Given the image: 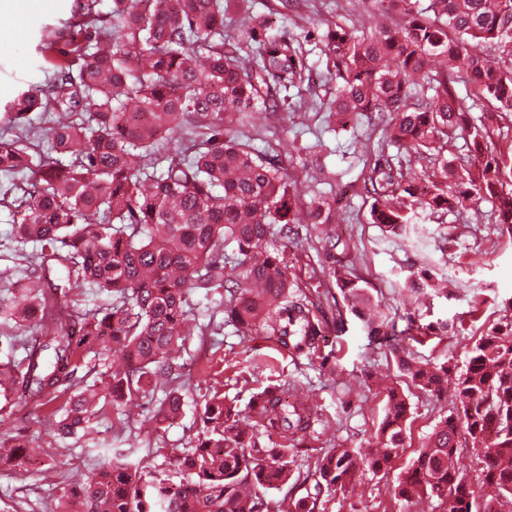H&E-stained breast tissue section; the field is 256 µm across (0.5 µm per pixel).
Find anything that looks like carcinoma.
I'll return each mask as SVG.
<instances>
[{
  "mask_svg": "<svg viewBox=\"0 0 512 512\" xmlns=\"http://www.w3.org/2000/svg\"><path fill=\"white\" fill-rule=\"evenodd\" d=\"M406 18L399 32L378 26L360 37L335 22L324 35L342 83L323 103L347 123L370 115L382 127L378 157L388 147L404 159H426L433 174L406 181L402 170L379 164L370 185L371 223L400 237L419 211L452 210L471 198L491 199L501 232L512 237V142L496 143L494 125L512 114V71L476 51L495 47L512 56V0H375ZM86 0L78 30L51 62L48 90L20 93L5 113L14 129L32 128L34 112L49 126L32 140L0 136V175L33 176L22 196L0 189L16 242L37 268L34 286L0 304V326L25 329L34 311L50 333L21 344L19 360L0 361V416L19 392L64 398L52 412L55 435L79 442L108 401L124 406L164 393L156 417L170 421L184 405L175 380L185 349L190 298L215 303L201 334L224 325L239 334L274 338L291 356L318 352L325 328L316 303L296 291L286 257L257 254L270 239L293 240L310 224L322 271L335 279L344 307L368 335L394 341L403 376L429 395L448 390L455 371L457 405L441 419L400 473L394 499L418 506L435 498L444 512H487V500L458 467L461 451L484 444L480 482L493 487L497 512H512V321L496 324L472 344L464 367L412 358L396 330L346 261L347 246L324 197L305 203L275 157L239 140L249 122L242 107L269 109L300 74L298 47L264 28L242 26L224 37L231 7L250 14L248 0H111L102 15ZM466 82L472 97L455 85ZM488 104L472 128L477 175L447 192L457 176L442 155L449 133L469 128V102ZM183 133L176 148L169 137ZM433 273L422 269L404 290L425 294ZM93 288L101 303L81 310L69 294ZM221 321H215L217 315ZM117 356L99 382L92 359ZM384 418L369 452L338 448L317 459L314 492L292 512H314L319 496L345 488L362 471L381 472L406 448L410 406L397 386L386 388ZM200 431L162 471L144 470L120 452L86 483L68 484L58 512H258L260 494L293 477L298 441L311 436L310 406L290 402L278 387L255 394L249 411L224 403L218 391L196 403ZM495 427L491 443L486 429ZM255 433L249 435L246 429ZM279 438L268 448L259 435ZM35 440L0 436V467L42 463Z\"/></svg>",
  "mask_w": 512,
  "mask_h": 512,
  "instance_id": "obj_1",
  "label": "carcinoma"
}]
</instances>
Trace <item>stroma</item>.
<instances>
[{
  "label": "stroma",
  "instance_id": "1",
  "mask_svg": "<svg viewBox=\"0 0 512 512\" xmlns=\"http://www.w3.org/2000/svg\"><path fill=\"white\" fill-rule=\"evenodd\" d=\"M79 10V0H43L41 10L20 19L0 14V45L10 48L0 54V115L28 87L51 84L53 70L44 43L50 38L56 48H64ZM252 14L284 38L300 40L305 71L288 88L286 103L253 112L244 137L279 160L303 199H336L335 227L351 248L352 270L367 281L398 329H405L412 318L454 326V333L413 345L415 357L464 363L482 332L512 319V237L502 234L491 202L479 200L421 217L403 238L387 236L371 224V200L361 187L371 174L381 133L364 118L329 125L319 114L337 84L336 65L324 51L326 25L366 19L364 0H253ZM272 246L286 256L300 289L321 295L328 327L318 355L292 357L265 336H242L230 326L219 336L194 334L181 358L183 374L174 382L186 402L178 418L158 422L156 402L146 397L129 423L108 410L94 421L90 440L80 446L53 441L55 403L17 401L12 415L0 417V435L20 432L42 439L45 465L38 472H0V512H56L61 487L92 478L114 449L145 469H166L173 456L194 442L199 431L195 405L202 389L216 382L241 409L254 392L276 385L289 399L316 412L315 432L294 458L295 473L307 475L337 445L368 447L384 415V378L400 386L411 404L405 452L386 472L363 474L346 489L320 495L316 512H398L393 498L397 477L434 425L452 411L451 398L430 397L415 388L399 372L389 348L373 341L362 323L344 312L331 278L312 273L318 256L307 229H300L290 242L273 240ZM425 267L447 279L448 291L417 305L402 285ZM32 278L30 264L18 255L7 212L0 208V299L28 287Z\"/></svg>",
  "mask_w": 512,
  "mask_h": 512
}]
</instances>
